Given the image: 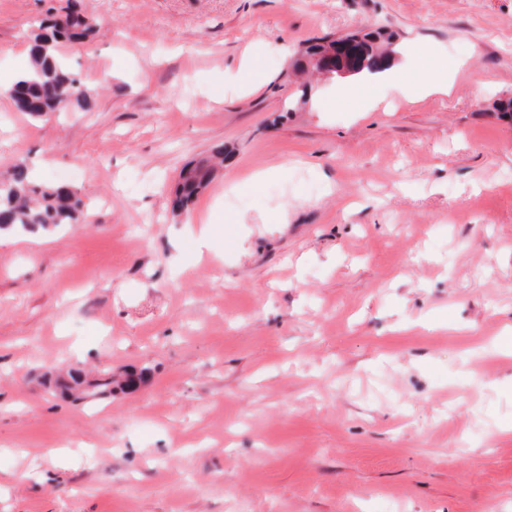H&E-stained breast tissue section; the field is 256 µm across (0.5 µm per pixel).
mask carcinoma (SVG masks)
Listing matches in <instances>:
<instances>
[{"instance_id":"1","label":"carcinoma","mask_w":512,"mask_h":512,"mask_svg":"<svg viewBox=\"0 0 512 512\" xmlns=\"http://www.w3.org/2000/svg\"><path fill=\"white\" fill-rule=\"evenodd\" d=\"M94 25L85 17L78 19L67 13L57 21L45 20L28 35L30 68L24 80L14 83L8 95L15 108L37 119L56 112L87 110L91 106L92 90L78 91L81 78L65 59L58 47L63 42H77L93 33ZM353 39L361 46V56L353 68L360 72L372 70L386 61L392 53L395 36L381 28L368 32L357 31L339 38L316 37L300 51L297 67L306 69L338 41ZM214 167L209 158L190 163L181 170L175 197L179 204L173 212L184 211L189 203L213 178ZM87 204L82 193L70 186L52 181H33L29 178L27 160L18 158L9 163L7 175L0 178V233L48 234L66 224H80L86 216ZM68 379L46 377V382L62 393L80 400H104L112 397V386L133 388L140 383L145 371L129 373L122 380L112 375V369L101 370L92 380L85 378L81 368H70Z\"/></svg>"}]
</instances>
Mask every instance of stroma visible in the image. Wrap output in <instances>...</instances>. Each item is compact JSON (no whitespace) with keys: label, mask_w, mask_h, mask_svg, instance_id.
Masks as SVG:
<instances>
[{"label":"stroma","mask_w":512,"mask_h":512,"mask_svg":"<svg viewBox=\"0 0 512 512\" xmlns=\"http://www.w3.org/2000/svg\"><path fill=\"white\" fill-rule=\"evenodd\" d=\"M69 1L0 0V74ZM73 1L92 111L0 94V173L90 208L0 240V512H512V0ZM375 23L449 94L410 99L404 55L354 105L323 77L299 103L300 45ZM73 366L149 377L70 402L41 376ZM209 157L202 158L195 163H190L181 170L175 197L179 204L173 206L174 213L184 211L189 203H192L197 195L208 185L213 178L214 167L210 164Z\"/></svg>","instance_id":"35a3bbf8"}]
</instances>
